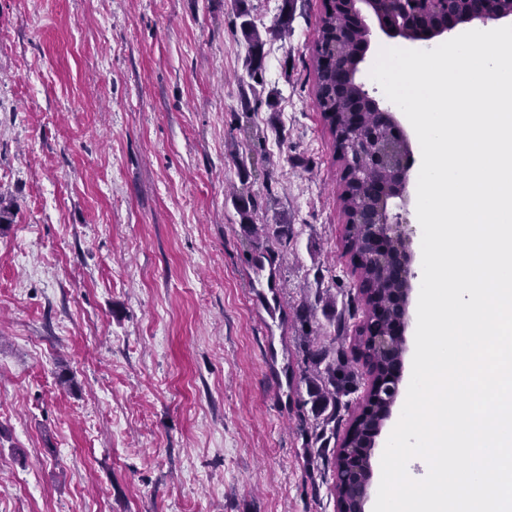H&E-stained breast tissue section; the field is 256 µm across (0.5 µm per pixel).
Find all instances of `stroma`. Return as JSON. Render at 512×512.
Segmentation results:
<instances>
[{
  "mask_svg": "<svg viewBox=\"0 0 512 512\" xmlns=\"http://www.w3.org/2000/svg\"><path fill=\"white\" fill-rule=\"evenodd\" d=\"M246 6L289 20L255 79L233 0H0V512H336L368 373L324 7ZM306 334L357 373L324 431Z\"/></svg>",
  "mask_w": 512,
  "mask_h": 512,
  "instance_id": "obj_1",
  "label": "stroma"
}]
</instances>
